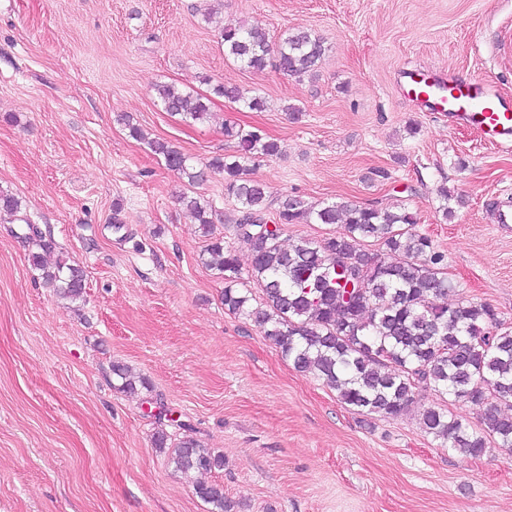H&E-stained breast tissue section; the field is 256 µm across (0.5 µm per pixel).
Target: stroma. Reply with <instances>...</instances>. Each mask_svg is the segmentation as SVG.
I'll return each mask as SVG.
<instances>
[{
  "instance_id": "stroma-1",
  "label": "stroma",
  "mask_w": 512,
  "mask_h": 512,
  "mask_svg": "<svg viewBox=\"0 0 512 512\" xmlns=\"http://www.w3.org/2000/svg\"><path fill=\"white\" fill-rule=\"evenodd\" d=\"M209 7L275 41L311 30L324 57L301 77L241 66ZM421 67L512 95V0H0V193L22 202L20 219L0 215V512H211L156 451L160 430L223 455L205 480L234 512H512V451L475 460L425 433L432 391L394 419L362 414L225 311L178 200L191 188L149 146L202 167L236 149L223 123L261 131L280 146L251 167L268 220L288 197L408 208L447 257L445 304L484 302L512 325V224L495 221L512 148L419 111L399 81ZM159 84L207 97L210 122L163 111ZM194 189L248 265L223 174ZM34 230L82 267L83 302L44 287ZM116 362L147 388L116 390ZM214 93L234 102L242 101L250 110L262 111L265 107V101L262 97L254 96L245 98L240 89L236 86H225L224 84H219L214 88Z\"/></svg>"
}]
</instances>
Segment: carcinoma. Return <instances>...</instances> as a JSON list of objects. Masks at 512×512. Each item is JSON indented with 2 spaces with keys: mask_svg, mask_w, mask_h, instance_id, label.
Masks as SVG:
<instances>
[{
  "mask_svg": "<svg viewBox=\"0 0 512 512\" xmlns=\"http://www.w3.org/2000/svg\"><path fill=\"white\" fill-rule=\"evenodd\" d=\"M219 34L226 58L253 69L270 65L286 75L314 72L325 53L321 39L305 29L287 32L277 44L258 26H223ZM214 93L251 110L265 107L263 98H246L236 86L219 84ZM156 97L165 111L186 122L210 119L202 98L175 85L157 86ZM224 136L237 140L235 154L216 157L203 169L168 142L150 143L166 166L191 184L205 181L209 170L223 172L225 194L240 205L232 227L250 245L248 278L260 287L259 297L244 287L235 251L213 236L211 205L199 195L180 196L209 240L200 260L224 279V309L253 322L296 371L321 380L351 408L397 418L417 403L420 391L431 389L442 400L484 403L487 409L481 427L473 429L446 404L423 406L419 416L426 433L474 459L484 456L492 442L512 448V326L483 302L439 303L453 285L445 255L416 231L417 215L405 208L382 211L344 202L312 210L288 198L271 232L263 228L265 187L249 177V163L278 154L279 145L258 131L227 123ZM310 222L337 228L320 241L281 244V226ZM370 243L382 252H369ZM35 244L31 265L53 295L72 303L83 300L82 268L63 256L47 263L52 246L41 239ZM360 272L365 273L360 287L348 288L352 274ZM112 374L121 392L148 387L145 377L121 362L112 364ZM154 444L184 474L224 467L223 456L189 436L173 442L158 432ZM195 493L211 512H232L223 486L199 482Z\"/></svg>",
  "mask_w": 512,
  "mask_h": 512,
  "instance_id": "carcinoma-1",
  "label": "carcinoma"
}]
</instances>
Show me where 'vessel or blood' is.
<instances>
[{"label":"vessel or blood","instance_id":"vessel-or-blood-1","mask_svg":"<svg viewBox=\"0 0 512 512\" xmlns=\"http://www.w3.org/2000/svg\"><path fill=\"white\" fill-rule=\"evenodd\" d=\"M409 96L428 111L448 113L485 142L512 146V104L491 84L423 69L411 77Z\"/></svg>","mask_w":512,"mask_h":512}]
</instances>
